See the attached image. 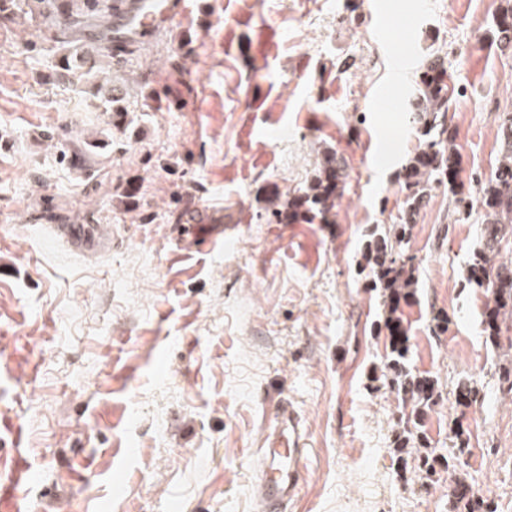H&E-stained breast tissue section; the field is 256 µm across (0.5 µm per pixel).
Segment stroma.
Returning a JSON list of instances; mask_svg holds the SVG:
<instances>
[{
    "instance_id": "1",
    "label": "stroma",
    "mask_w": 512,
    "mask_h": 512,
    "mask_svg": "<svg viewBox=\"0 0 512 512\" xmlns=\"http://www.w3.org/2000/svg\"><path fill=\"white\" fill-rule=\"evenodd\" d=\"M377 4L411 55L397 73ZM504 4L186 0L106 67L127 88L119 114L91 84L54 79L55 30L26 13L0 29V486L19 491L0 512H262L259 449L283 402L310 448L288 512H454L455 420L468 483L486 512H512V349L492 345L468 271L512 105V52L489 36ZM433 53L458 89L448 128L470 209L436 187L408 225L398 174L423 139L410 100ZM389 88L399 102L379 110ZM330 157L345 176L331 223L272 221ZM192 201L213 211L209 239L177 232ZM62 224L98 225L100 245ZM400 227L416 257L404 365L438 391L418 425L427 475L403 448L365 259Z\"/></svg>"
}]
</instances>
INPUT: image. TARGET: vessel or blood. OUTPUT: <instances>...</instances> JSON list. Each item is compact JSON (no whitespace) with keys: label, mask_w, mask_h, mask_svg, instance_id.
I'll use <instances>...</instances> for the list:
<instances>
[{"label":"vessel or blood","mask_w":512,"mask_h":512,"mask_svg":"<svg viewBox=\"0 0 512 512\" xmlns=\"http://www.w3.org/2000/svg\"><path fill=\"white\" fill-rule=\"evenodd\" d=\"M183 0H119L112 14V46L121 51L151 36L155 28L180 15ZM308 450L298 412L281 406L274 429L261 446L257 496L265 512H287L300 489Z\"/></svg>","instance_id":"b4317fda"}]
</instances>
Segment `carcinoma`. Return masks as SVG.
Returning a JSON list of instances; mask_svg holds the SVG:
<instances>
[{
  "label": "carcinoma",
  "instance_id": "carcinoma-1",
  "mask_svg": "<svg viewBox=\"0 0 512 512\" xmlns=\"http://www.w3.org/2000/svg\"><path fill=\"white\" fill-rule=\"evenodd\" d=\"M69 18L60 30L58 42L63 49L56 64V78L64 79L68 73L84 70L91 79L98 76L103 59L113 55L112 39L100 40L96 55L83 51L78 35L92 26L101 27L112 18L113 0H71ZM19 0H0V28L8 29L16 23ZM493 40L502 47H512V0H506L494 20ZM456 87L448 76L444 60L434 55L423 71L412 103L414 119L426 128V139L418 152L402 168L401 180L409 214L419 210L428 192L436 186H448L456 197L458 206L467 205V197L457 182L459 157L455 140L446 123L450 103ZM101 101L108 112H123V98L112 96L108 84L100 85ZM501 139L500 159L494 174L480 187V205L484 211V238L482 248L469 268L475 287L488 296L485 311V328L494 343L512 349V261L498 259L501 242L506 233L512 232V110L499 116ZM343 173L339 165L327 161L323 169L308 185L293 192L284 209L274 212L280 221L330 223V215L341 198ZM405 233L394 238H377L369 247V262L375 265L385 292L387 316L385 325L401 323L399 308L393 305L390 295L397 292L405 297L413 294L414 280L407 266L415 257L404 250ZM395 354L388 367L395 371V388L402 394L403 402H410L417 412L433 404L436 393L435 380L413 375L400 362L406 346L392 343Z\"/></svg>",
  "mask_w": 512,
  "mask_h": 512
}]
</instances>
